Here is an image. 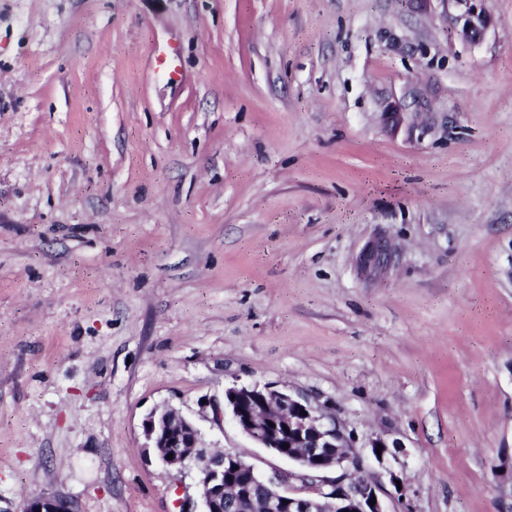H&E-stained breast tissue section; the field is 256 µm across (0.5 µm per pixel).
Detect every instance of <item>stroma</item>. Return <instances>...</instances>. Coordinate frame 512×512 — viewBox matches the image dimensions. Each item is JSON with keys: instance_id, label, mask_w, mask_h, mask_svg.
<instances>
[{"instance_id": "1", "label": "stroma", "mask_w": 512, "mask_h": 512, "mask_svg": "<svg viewBox=\"0 0 512 512\" xmlns=\"http://www.w3.org/2000/svg\"><path fill=\"white\" fill-rule=\"evenodd\" d=\"M483 8L470 43L453 0H0V512H201L146 446L165 406L304 490L213 416L253 384L328 406L386 512H512V0ZM396 251L397 247L392 240L384 236L374 237L359 255V266L366 273L385 271Z\"/></svg>"}]
</instances>
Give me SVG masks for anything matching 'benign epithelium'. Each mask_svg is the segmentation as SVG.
I'll return each mask as SVG.
<instances>
[{"mask_svg": "<svg viewBox=\"0 0 512 512\" xmlns=\"http://www.w3.org/2000/svg\"><path fill=\"white\" fill-rule=\"evenodd\" d=\"M460 9L461 35L474 41L489 26L490 18L482 0H453ZM397 251L395 243L377 236L359 255V266L366 273L387 269ZM230 413L238 428L270 453L302 468L304 474L319 475L321 487L312 495L282 491L272 481L261 479L252 464L237 454L225 451L210 457L196 453L197 430L172 410L150 414L143 422L146 439L159 459L168 467L181 469L195 461L200 472L204 512H232L236 500L225 496L233 483L232 474L243 470L251 481L267 491L266 512H385L379 493L380 481L373 475L358 480L344 467L343 452L354 447L338 418L314 406L308 397L271 386H241L224 391V408H215L216 420ZM288 447H282V444ZM339 470L328 478L323 473ZM25 512H70L53 498H34Z\"/></svg>", "mask_w": 512, "mask_h": 512, "instance_id": "7a95c632", "label": "benign epithelium"}]
</instances>
